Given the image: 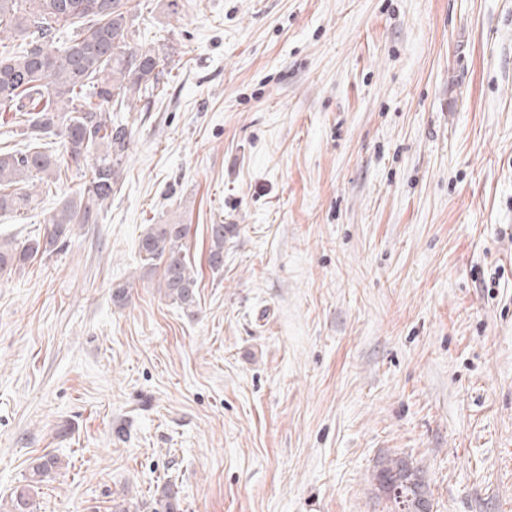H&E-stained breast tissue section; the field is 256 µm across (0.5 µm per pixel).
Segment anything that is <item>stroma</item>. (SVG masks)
<instances>
[{"mask_svg": "<svg viewBox=\"0 0 512 512\" xmlns=\"http://www.w3.org/2000/svg\"><path fill=\"white\" fill-rule=\"evenodd\" d=\"M138 25L169 74L122 115L117 194L0 272V506L51 454L32 512L167 486L181 512H388L391 456L433 512H512V0H143ZM82 185L38 183L0 243ZM150 224L187 225L195 307L143 268ZM237 232V225L214 224L210 227V245L208 250V265L212 271L224 268V240Z\"/></svg>", "mask_w": 512, "mask_h": 512, "instance_id": "stroma-1", "label": "stroma"}]
</instances>
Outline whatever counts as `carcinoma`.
<instances>
[{
    "label": "carcinoma",
    "instance_id": "obj_1",
    "mask_svg": "<svg viewBox=\"0 0 512 512\" xmlns=\"http://www.w3.org/2000/svg\"><path fill=\"white\" fill-rule=\"evenodd\" d=\"M138 11L140 0H0V34L20 39L11 46L0 40V112L14 113V126L26 140L23 150L0 148V212L31 207L33 195L20 183L55 179L72 167L87 169L79 198L51 216L43 239L0 248L1 272L65 244L73 225L99 223L104 203L117 193L132 131L113 113L134 109L168 75V53L138 44ZM52 137L60 143L55 150L47 147ZM236 232L235 224L210 226L211 270L224 268V240ZM187 234L184 224H149L139 240L147 271H160L164 297L183 308L196 305L198 288ZM59 464L54 455L32 461L10 512H28L30 490ZM373 478L394 512H415L403 459L382 460ZM150 509L179 512L177 493L163 489Z\"/></svg>",
    "mask_w": 512,
    "mask_h": 512
}]
</instances>
